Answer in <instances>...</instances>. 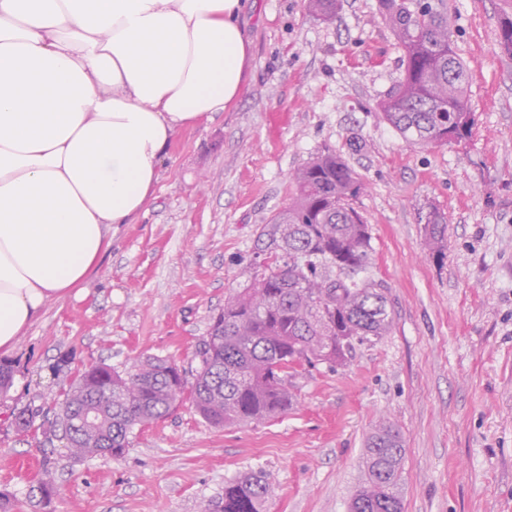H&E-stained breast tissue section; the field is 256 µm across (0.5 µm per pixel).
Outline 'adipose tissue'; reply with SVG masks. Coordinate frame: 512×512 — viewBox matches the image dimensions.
Here are the masks:
<instances>
[{
  "mask_svg": "<svg viewBox=\"0 0 512 512\" xmlns=\"http://www.w3.org/2000/svg\"><path fill=\"white\" fill-rule=\"evenodd\" d=\"M244 0H0V351L153 201L175 128L239 101Z\"/></svg>",
  "mask_w": 512,
  "mask_h": 512,
  "instance_id": "obj_1",
  "label": "adipose tissue"
}]
</instances>
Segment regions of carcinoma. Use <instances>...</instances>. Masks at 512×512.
Instances as JSON below:
<instances>
[{
    "label": "carcinoma",
    "mask_w": 512,
    "mask_h": 512,
    "mask_svg": "<svg viewBox=\"0 0 512 512\" xmlns=\"http://www.w3.org/2000/svg\"><path fill=\"white\" fill-rule=\"evenodd\" d=\"M309 7L331 23L340 0H309ZM379 13L402 52V77L378 103L383 120L415 146L467 140L475 115L467 69L448 37L446 0H379ZM498 48L512 55L509 0L499 18ZM292 187L288 205L260 227L263 261L199 342L195 371L151 356L122 371L90 364L63 392L53 419L31 406L13 412L16 431L69 439L70 457L80 462L122 456L134 429L157 423L185 401L216 428L272 420L294 406L297 369L344 366L356 345L390 335L386 288L358 278L372 253L370 226L354 207L361 177L324 149L296 171ZM447 231L446 218L430 211L424 247L439 260ZM256 289L268 295V306L254 305ZM404 458L400 432L391 424L376 428L349 512H404L397 493ZM268 497L263 473L250 472L225 483L224 498L202 503L200 512H266Z\"/></svg>",
    "instance_id": "cac0c4a2"
}]
</instances>
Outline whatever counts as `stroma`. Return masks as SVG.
<instances>
[{"instance_id":"obj_1","label":"stroma","mask_w":512,"mask_h":512,"mask_svg":"<svg viewBox=\"0 0 512 512\" xmlns=\"http://www.w3.org/2000/svg\"><path fill=\"white\" fill-rule=\"evenodd\" d=\"M503 0H448V32L469 73L470 138L408 145L377 109L401 77L378 0H342L335 23L308 0H251L253 68L241 99L176 129L155 199L79 294L47 304L7 355L0 492L17 512H198L224 484L263 472L266 512H348L379 424L400 430L404 512H512V56L496 47ZM340 154L365 183L369 274L388 291L392 333L343 367L293 383L281 418L215 428L190 404L136 433L119 458L74 464L61 441L17 434L14 409L54 416L78 371L158 356L192 370L225 300L255 271L258 229L287 205L294 172ZM448 222L444 259L422 248L425 216ZM70 352L69 370L52 364ZM57 488L38 507L37 481Z\"/></svg>"}]
</instances>
